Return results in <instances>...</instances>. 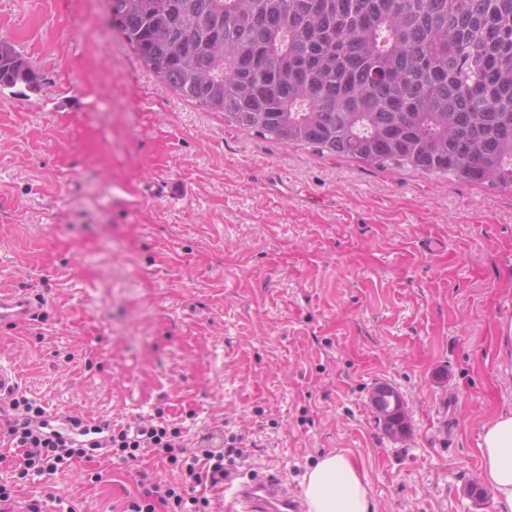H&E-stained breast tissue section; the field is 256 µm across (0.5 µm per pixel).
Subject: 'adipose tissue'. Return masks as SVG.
<instances>
[{"instance_id":"1","label":"adipose tissue","mask_w":512,"mask_h":512,"mask_svg":"<svg viewBox=\"0 0 512 512\" xmlns=\"http://www.w3.org/2000/svg\"><path fill=\"white\" fill-rule=\"evenodd\" d=\"M483 480L498 512H512V412L492 414L482 425ZM308 512H374L360 465L344 454L318 458L301 482Z\"/></svg>"}]
</instances>
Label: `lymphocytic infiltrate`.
<instances>
[{"mask_svg":"<svg viewBox=\"0 0 512 512\" xmlns=\"http://www.w3.org/2000/svg\"><path fill=\"white\" fill-rule=\"evenodd\" d=\"M11 413L0 425L10 447L15 448L17 479L52 474L81 462L92 460L95 449L106 448L122 462L138 460L143 448L162 449L167 461H181L186 477L192 482L209 478L219 483L224 478V453H207L209 466L198 471V457L187 456V446L180 430L164 424H147L114 429L110 420L88 421L80 415L64 418L63 428H56L45 409L25 395L12 393ZM187 501L174 488L153 482L145 486L140 500L131 502L129 512H185Z\"/></svg>","mask_w":512,"mask_h":512,"instance_id":"lymphocytic-infiltrate-1","label":"lymphocytic infiltrate"}]
</instances>
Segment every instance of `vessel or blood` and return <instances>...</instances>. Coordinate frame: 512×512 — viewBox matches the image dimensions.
I'll return each instance as SVG.
<instances>
[{
  "instance_id": "b4317fda",
  "label": "vessel or blood",
  "mask_w": 512,
  "mask_h": 512,
  "mask_svg": "<svg viewBox=\"0 0 512 512\" xmlns=\"http://www.w3.org/2000/svg\"><path fill=\"white\" fill-rule=\"evenodd\" d=\"M34 300L24 292L0 290V326L18 327L35 321ZM231 512H300L301 506L287 484L275 475L248 482L227 483Z\"/></svg>"
}]
</instances>
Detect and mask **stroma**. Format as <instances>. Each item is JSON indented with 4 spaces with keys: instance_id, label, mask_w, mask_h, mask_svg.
<instances>
[{
    "instance_id": "35a3bbf8",
    "label": "stroma",
    "mask_w": 512,
    "mask_h": 512,
    "mask_svg": "<svg viewBox=\"0 0 512 512\" xmlns=\"http://www.w3.org/2000/svg\"><path fill=\"white\" fill-rule=\"evenodd\" d=\"M0 40L44 76L0 92V287L38 306L0 327L20 393L59 418L235 438L229 479L273 473L298 493L334 452L361 465L376 512H497L473 444L486 312L512 298V193L229 126L144 68L106 0H0ZM161 177L173 195L130 208ZM379 383L403 398L404 439L377 421ZM146 478L182 475L149 452L20 485L0 463L15 512H126Z\"/></svg>"
}]
</instances>
